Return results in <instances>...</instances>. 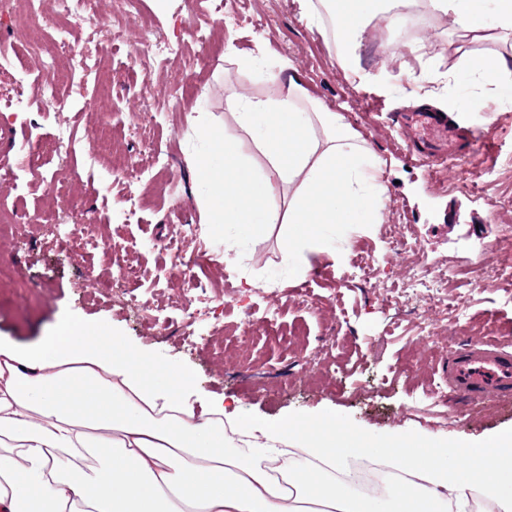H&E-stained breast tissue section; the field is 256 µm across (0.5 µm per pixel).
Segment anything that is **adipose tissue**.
<instances>
[{
  "instance_id": "1",
  "label": "adipose tissue",
  "mask_w": 512,
  "mask_h": 512,
  "mask_svg": "<svg viewBox=\"0 0 512 512\" xmlns=\"http://www.w3.org/2000/svg\"><path fill=\"white\" fill-rule=\"evenodd\" d=\"M415 0H303L315 28L339 18L336 61L357 72L359 36L378 17L389 26ZM463 35L512 40V0H426ZM457 67L512 103V52L458 49ZM278 99L229 97L239 128L263 163L241 154L235 137H212L199 160L214 224H286L287 257L309 269L335 256L321 224H376L386 186L378 158L342 112L323 107L290 63L273 76ZM293 186L288 204L282 185ZM126 346L104 351L86 326H65L42 346L0 341V512H379L374 498L337 479L360 445L301 434L294 422L249 419L224 399H189L152 380ZM236 434V453L224 451ZM386 465L409 474L395 512H465L475 491L512 512V435L491 446L420 454L389 447Z\"/></svg>"
}]
</instances>
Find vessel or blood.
I'll return each instance as SVG.
<instances>
[{"mask_svg": "<svg viewBox=\"0 0 512 512\" xmlns=\"http://www.w3.org/2000/svg\"><path fill=\"white\" fill-rule=\"evenodd\" d=\"M405 127L413 132L412 148H460L473 144L467 129L447 123L432 111L406 116ZM449 394L458 401L475 403L491 395L512 394V355L499 345L481 344L448 355Z\"/></svg>", "mask_w": 512, "mask_h": 512, "instance_id": "b4317fda", "label": "vessel or blood"}]
</instances>
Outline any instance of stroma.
I'll return each mask as SVG.
<instances>
[{
  "mask_svg": "<svg viewBox=\"0 0 512 512\" xmlns=\"http://www.w3.org/2000/svg\"><path fill=\"white\" fill-rule=\"evenodd\" d=\"M102 10L111 28L68 23L69 41L86 50L87 66L81 73L59 65L52 105L43 100L36 46L20 26L0 25V45L15 58L0 71V132L7 135L0 145L19 175L17 186H0V214L18 226L15 239L0 242V339L33 348L79 318L91 333L138 350L144 365L161 364L166 379L187 375L196 393L236 399L240 413L310 423L331 414L337 430L371 444L399 432L438 451L511 434L512 396L444 407L432 396L448 377V349L495 339L512 350V276L479 282L464 275L489 265L491 247L511 237L512 103L458 72L457 49L464 43L474 54H491L500 41L463 42L450 18L436 16L421 31L423 50L402 45L393 53L395 34L370 26L354 74L339 68L335 52L302 18V0H171L166 15L153 0H139L127 15L102 0ZM229 10L234 24L205 46L149 69L133 54L137 18H150L170 37L188 15L205 25ZM114 29L122 38L111 37ZM285 60L310 96L342 111L381 161L378 177L387 187L380 223L335 226L340 257L319 259L321 277L298 274L286 259L284 225L226 228L206 223L200 206L206 192L197 160L205 141L190 128V111L207 112L218 131L238 135L228 97L282 96L271 75ZM147 83L157 100L153 138L172 178L164 193L138 176L155 162L135 125ZM17 94L23 106L15 111ZM452 97L478 98V111L459 108L447 118L479 127V140L434 164L416 161L398 134L402 117L446 110ZM62 130L75 139L66 160L44 152L34 169L19 154L24 141L45 145ZM130 194L144 200L132 217L124 201ZM73 196L92 232L113 245L137 241L126 260L145 270V279L117 277L110 248L66 247L43 230L46 222H71ZM185 224L201 230L188 251L234 244L229 261L198 268L213 312L188 329L183 320L194 292L167 249ZM402 235L416 254L394 247ZM420 261L428 279H448L459 309L444 311L435 290L416 285ZM384 289L401 295L399 308L381 306ZM424 321L436 324L434 341L422 339Z\"/></svg>",
  "mask_w": 512,
  "mask_h": 512,
  "instance_id": "1",
  "label": "stroma"
}]
</instances>
